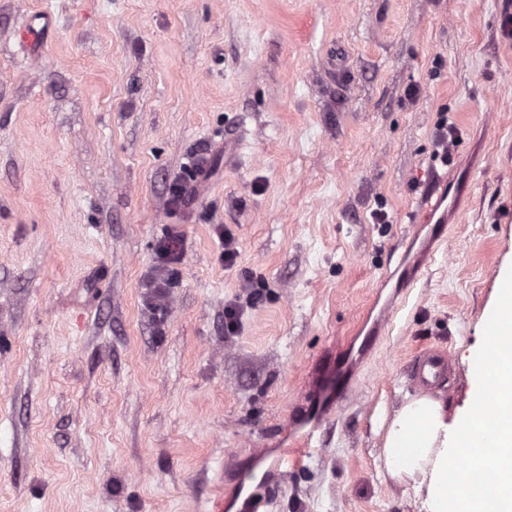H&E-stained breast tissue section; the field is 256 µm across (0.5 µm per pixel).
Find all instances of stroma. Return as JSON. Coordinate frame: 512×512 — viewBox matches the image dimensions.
Instances as JSON below:
<instances>
[{
  "mask_svg": "<svg viewBox=\"0 0 512 512\" xmlns=\"http://www.w3.org/2000/svg\"><path fill=\"white\" fill-rule=\"evenodd\" d=\"M510 11L0 0V512H422L381 448L422 349L457 363L433 396L471 407L512 264ZM34 12L53 29L28 55ZM432 188L447 222L410 223ZM172 230L159 325L143 284ZM247 285L262 300L225 335ZM437 146L441 148V152L437 150V155L443 162L448 163V160L452 159V152L458 141V131L455 126H448L447 123H443L439 126L437 132ZM184 239L179 232H170L157 245V255L167 267L180 263L183 256Z\"/></svg>",
  "mask_w": 512,
  "mask_h": 512,
  "instance_id": "35a3bbf8",
  "label": "stroma"
}]
</instances>
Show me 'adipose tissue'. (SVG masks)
I'll use <instances>...</instances> for the list:
<instances>
[{
  "instance_id": "obj_1",
  "label": "adipose tissue",
  "mask_w": 512,
  "mask_h": 512,
  "mask_svg": "<svg viewBox=\"0 0 512 512\" xmlns=\"http://www.w3.org/2000/svg\"><path fill=\"white\" fill-rule=\"evenodd\" d=\"M485 349L470 362L472 409L449 415L444 402L430 396L406 398L387 430L382 460L387 475L425 489L424 512H512V498L490 495L476 476L494 457L501 481L512 484V266L498 279V300L486 314ZM494 369H487V362ZM499 406H484L488 394ZM468 465L456 482L448 480V456Z\"/></svg>"
}]
</instances>
